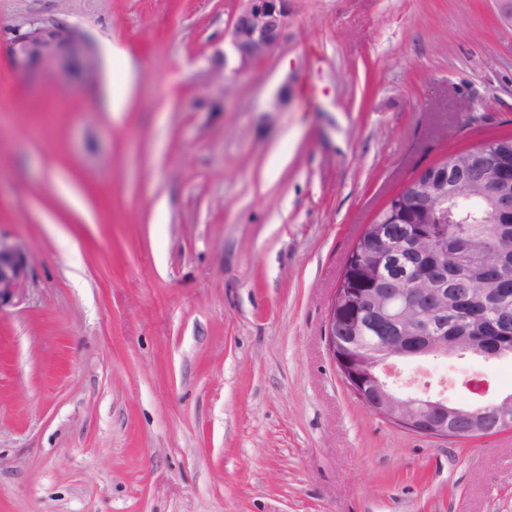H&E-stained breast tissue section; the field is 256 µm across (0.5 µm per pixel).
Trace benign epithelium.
I'll list each match as a JSON object with an SVG mask.
<instances>
[{
	"instance_id": "obj_1",
	"label": "benign epithelium",
	"mask_w": 512,
	"mask_h": 512,
	"mask_svg": "<svg viewBox=\"0 0 512 512\" xmlns=\"http://www.w3.org/2000/svg\"><path fill=\"white\" fill-rule=\"evenodd\" d=\"M242 8L233 16L227 31L230 52L224 53L223 71L239 75L268 56L284 39L288 29V0H242ZM77 47L74 33L66 27L53 30L35 28L18 33L12 40L11 63L13 68L26 73L37 61H72ZM430 181L412 179L404 189L408 202L415 208L425 205L426 189ZM474 184L491 197L496 210L504 217H512V193L508 173L503 169L488 177L481 176ZM379 239L387 251H396L407 245L412 251L404 272L382 279L380 270L371 274L377 281H385V289L379 299L378 317L382 322L380 335L374 345H361L364 326H355L344 336L336 335V305H331L326 341L328 351L347 387L372 413L400 425L412 432L433 438H455L463 434L484 432V426L473 421L461 425L458 420L448 419L442 398L425 400L410 393L394 390L381 376V370L395 364L409 350L392 342L390 326L408 319L420 331L424 341L422 351H438L446 342L439 336V343L431 345L433 311L438 308L436 289L430 286L420 260L440 254L435 237L421 234L411 227L398 234L379 232ZM26 274V258L16 245L0 239V308L11 303L16 289ZM477 410L492 408L497 420L492 429L512 430V399L497 397L489 401L473 402Z\"/></svg>"
}]
</instances>
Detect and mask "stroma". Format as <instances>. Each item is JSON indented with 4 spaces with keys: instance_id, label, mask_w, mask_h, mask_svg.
Instances as JSON below:
<instances>
[{
    "instance_id": "35a3bbf8",
    "label": "stroma",
    "mask_w": 512,
    "mask_h": 512,
    "mask_svg": "<svg viewBox=\"0 0 512 512\" xmlns=\"http://www.w3.org/2000/svg\"><path fill=\"white\" fill-rule=\"evenodd\" d=\"M288 5L225 87L239 0H0V237L27 260L0 308V512H512V430L382 419L325 339L382 202L512 129L503 2ZM33 23L91 66L16 72ZM397 371L456 403L469 374L512 393L508 358Z\"/></svg>"
}]
</instances>
